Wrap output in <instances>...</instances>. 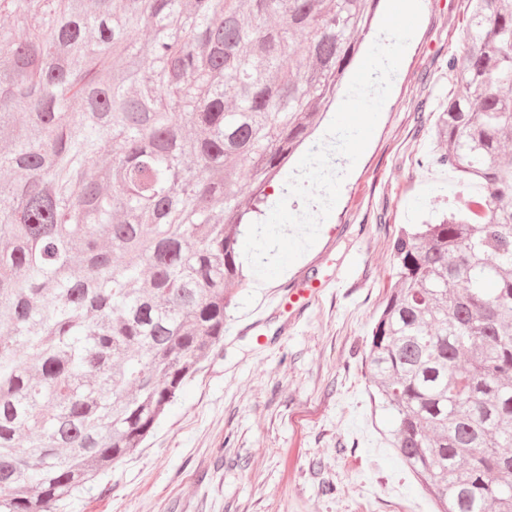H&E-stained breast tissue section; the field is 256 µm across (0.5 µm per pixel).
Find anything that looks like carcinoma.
<instances>
[{"label": "carcinoma", "mask_w": 512, "mask_h": 512, "mask_svg": "<svg viewBox=\"0 0 512 512\" xmlns=\"http://www.w3.org/2000/svg\"><path fill=\"white\" fill-rule=\"evenodd\" d=\"M379 2L0 0V512H57L224 341L239 236ZM470 4L415 160L460 190L393 239L365 362L436 512H512V0Z\"/></svg>", "instance_id": "cac0c4a2"}]
</instances>
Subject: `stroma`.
<instances>
[{
  "label": "stroma",
  "instance_id": "obj_1",
  "mask_svg": "<svg viewBox=\"0 0 512 512\" xmlns=\"http://www.w3.org/2000/svg\"><path fill=\"white\" fill-rule=\"evenodd\" d=\"M421 7L367 148L337 166L345 178L317 242L273 280L248 275L222 346L153 433L60 512H433L387 444L393 417L372 401L365 366L396 282L390 238L457 189L446 169L413 160L456 86L447 63L467 46L468 0ZM306 285L316 294L290 309Z\"/></svg>",
  "mask_w": 512,
  "mask_h": 512
}]
</instances>
